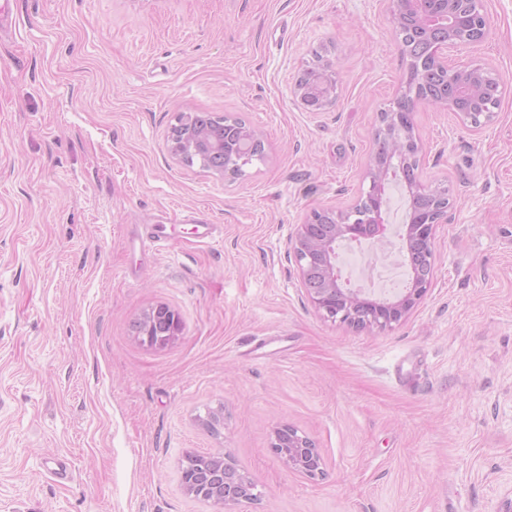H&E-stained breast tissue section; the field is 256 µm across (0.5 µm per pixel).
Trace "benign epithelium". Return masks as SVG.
I'll return each instance as SVG.
<instances>
[{"instance_id": "1", "label": "benign epithelium", "mask_w": 512, "mask_h": 512, "mask_svg": "<svg viewBox=\"0 0 512 512\" xmlns=\"http://www.w3.org/2000/svg\"><path fill=\"white\" fill-rule=\"evenodd\" d=\"M435 8H422L423 0H388V10L396 30L424 24L433 30L448 29L446 37L433 48L432 56L419 58L406 49L404 54L409 60L408 74L421 88L429 103L454 112L460 121L479 129L489 124L492 112H473L465 103L457 99V94H448V90H436L421 86L420 73L430 64L444 70L446 81L458 87L463 79L483 81L489 85L486 71L472 64L448 67L443 54L449 49H465L484 41L489 34V26L482 12L479 0H434ZM325 79L308 97L303 84L297 82L294 94L300 103L312 110H320L331 104L336 98L337 82L332 65H323ZM414 101L404 99L401 107L378 113V127L375 139L388 143L390 156L407 155L422 151V145L414 132L409 130L410 108ZM227 139L236 142L241 162L250 159L254 149L262 148L261 134L239 123L228 132ZM213 148L204 129L198 126L196 114L181 113L176 127L171 129L169 152L185 162L195 155ZM438 206L425 224L405 225V243L415 242L421 248L429 264L422 266L419 279L413 287L407 288L396 299H383L379 304L382 310L371 311L366 308V294L353 288H341L336 276V243L344 238L352 239L367 235L376 240L386 238L388 229L384 224L383 212L377 206H371L366 225L360 227L353 216L357 210L349 212L321 210L312 213L311 220L298 225L294 236L290 238V253L300 271L302 287L314 309L324 318L346 324L357 331H385L402 323L418 306L426 295L432 278L434 263V239L436 225L448 219V195H436ZM158 309L152 308L140 319L141 340L151 346L163 347L175 339L179 332L177 312L171 310L166 318L169 330L163 336L151 335L150 329ZM270 449L284 468L301 473L309 478L324 476V462L315 442L290 424H281L273 431ZM206 461L199 468H183L181 482L185 491L199 499L218 507L220 512H233V507L255 499L254 482L237 467L232 456L224 451L204 454Z\"/></svg>"}]
</instances>
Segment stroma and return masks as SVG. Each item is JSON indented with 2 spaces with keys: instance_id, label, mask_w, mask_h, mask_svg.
Instances as JSON below:
<instances>
[{
  "instance_id": "obj_1",
  "label": "stroma",
  "mask_w": 512,
  "mask_h": 512,
  "mask_svg": "<svg viewBox=\"0 0 512 512\" xmlns=\"http://www.w3.org/2000/svg\"><path fill=\"white\" fill-rule=\"evenodd\" d=\"M447 63L500 83L493 122L414 112L423 182L447 187L424 300L358 332L305 296L289 238L366 190L377 115L404 86L384 0H14L0 39V512H215L185 492L189 452L228 451L255 483L237 512H500L512 497V0ZM333 104L294 85L313 51ZM264 139L240 175L168 150L178 113ZM141 224L165 249L132 252ZM213 224L199 243L195 227ZM398 239L342 247L393 292ZM164 347L132 329L158 305ZM221 411L218 433L204 424ZM309 435L312 479L270 451ZM66 461L68 476L47 461ZM325 79L313 91L312 95L318 98L319 103H313V99L307 97L309 92L297 78L294 86V94L300 103L307 104L312 110H320L331 104L336 98L337 82L335 71L330 63L323 65ZM321 105V106H320ZM306 106V105H305ZM307 107V106H306ZM159 307L152 308L149 311L145 312L140 319L137 321L136 324H140L141 331L136 332L138 337L141 338L144 342L151 346H160L163 347L170 343L172 340L175 339L177 333L179 332V324L178 319L179 316L177 312L174 310H171L167 313L166 318L169 322V330L165 335L163 336H152L150 329L152 326L153 319L156 317L158 313ZM180 320V319H179ZM270 449L289 471L312 479L325 475L324 462L315 442L290 424L274 429Z\"/></svg>"
}]
</instances>
